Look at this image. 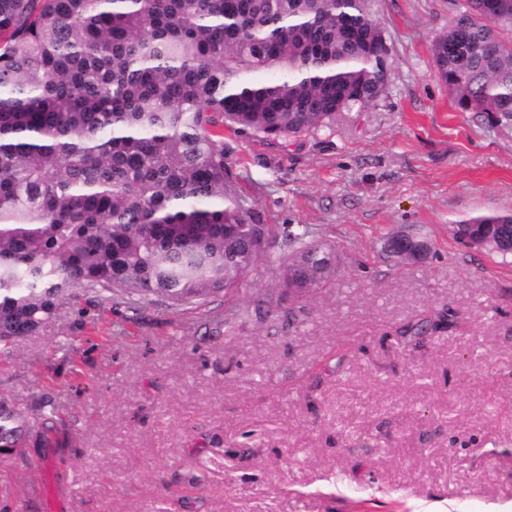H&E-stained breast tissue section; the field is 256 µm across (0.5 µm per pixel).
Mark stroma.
Here are the masks:
<instances>
[{
    "label": "stroma",
    "instance_id": "35a3bbf8",
    "mask_svg": "<svg viewBox=\"0 0 512 512\" xmlns=\"http://www.w3.org/2000/svg\"><path fill=\"white\" fill-rule=\"evenodd\" d=\"M383 98L282 144L225 133L239 200L276 231L237 296L170 306L78 289L0 356L49 443L0 455V512H490L512 507V261L459 221L512 210V125L459 111L432 61L451 0H369ZM337 256L284 288L285 229ZM427 238L422 263L382 251ZM453 328L400 336L421 318Z\"/></svg>",
    "mask_w": 512,
    "mask_h": 512
}]
</instances>
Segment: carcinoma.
Masks as SVG:
<instances>
[{
    "label": "carcinoma",
    "instance_id": "1",
    "mask_svg": "<svg viewBox=\"0 0 512 512\" xmlns=\"http://www.w3.org/2000/svg\"><path fill=\"white\" fill-rule=\"evenodd\" d=\"M453 5L436 71L461 111L512 124V0ZM387 52L366 0H0V343L74 288L239 292L270 228L232 191L224 130L329 129L381 99ZM466 223L512 254V211ZM285 237L284 286L322 287L318 243ZM29 430L0 403V448Z\"/></svg>",
    "mask_w": 512,
    "mask_h": 512
}]
</instances>
